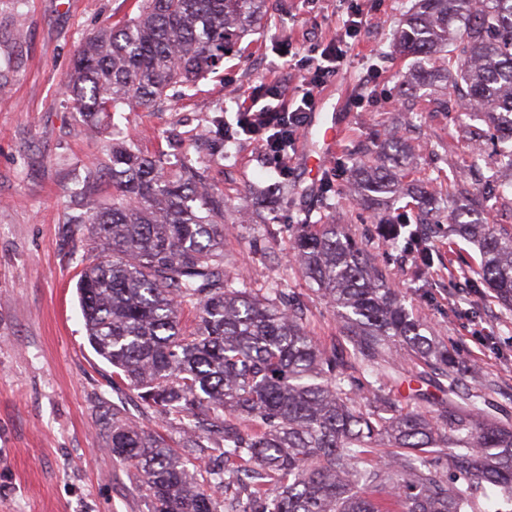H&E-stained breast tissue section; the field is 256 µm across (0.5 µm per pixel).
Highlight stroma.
Segmentation results:
<instances>
[{
	"instance_id": "1",
	"label": "stroma",
	"mask_w": 512,
	"mask_h": 512,
	"mask_svg": "<svg viewBox=\"0 0 512 512\" xmlns=\"http://www.w3.org/2000/svg\"><path fill=\"white\" fill-rule=\"evenodd\" d=\"M276 8L239 43L217 73L176 96L161 112L133 109L120 126L142 153L167 149L223 120L232 159L212 177L228 204L250 199L251 217L232 215L224 239L226 268L252 288L274 283L306 313V327L324 348L342 340L335 309L301 272L290 251L297 224H340L366 242L408 312L471 372L469 389L489 385L496 417L512 424V310L489 288L465 281L451 252L476 246L448 224L433 242V266L414 275L412 247L388 246L372 211L354 199L352 162L360 148L391 129H405L397 74L412 67L394 53L393 33L411 0H361L366 29L347 66L319 95V123L303 127L293 145L276 212L259 198L277 176L257 144L239 134L236 111L260 84L288 72L286 50L306 55L323 45L351 0H274ZM138 11V0H0V512H150L136 468L113 457L108 429L119 418L161 433L178 446L177 421L143 405L135 390L115 385L111 365L96 354L76 293L84 253L73 223L71 190L91 164L104 162L109 133H88L63 98V80L80 43ZM378 78L361 87L367 71ZM439 90L412 97L420 127L406 131L411 148L408 187H447L452 174L469 192L512 181L492 145L463 137ZM345 123L331 157H324L320 124Z\"/></svg>"
}]
</instances>
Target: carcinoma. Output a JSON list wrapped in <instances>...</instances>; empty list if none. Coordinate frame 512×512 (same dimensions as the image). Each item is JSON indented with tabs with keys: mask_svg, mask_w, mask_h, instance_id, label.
Listing matches in <instances>:
<instances>
[{
	"mask_svg": "<svg viewBox=\"0 0 512 512\" xmlns=\"http://www.w3.org/2000/svg\"><path fill=\"white\" fill-rule=\"evenodd\" d=\"M140 13L86 38L64 80L67 108L90 129L112 127L105 163L88 172L112 187L98 202L75 195L90 226L77 282L88 340L148 407L181 424L179 452L159 434L112 420V455L141 473L151 512H482L484 484L512 501V425L487 394L463 389L459 362L411 318L368 245L340 224H301L291 252L336 308L350 348H320L282 288L258 292L224 264L227 204L209 171L224 165V136L197 138L207 153L133 148L111 119L130 107L161 111L185 93L268 10L269 0H142ZM399 52L449 69L401 85L452 79L469 112L500 133L512 167V0H414L395 36ZM390 168L352 165L363 202L404 191L406 146L386 143ZM448 223L474 242L480 283L512 304V235L461 205ZM415 266L433 263L428 237L409 232ZM193 315L194 327L183 323ZM412 352L442 378L448 408L427 417L382 390L392 352ZM221 465L193 481L208 445Z\"/></svg>",
	"mask_w": 512,
	"mask_h": 512,
	"instance_id": "obj_1",
	"label": "carcinoma"
}]
</instances>
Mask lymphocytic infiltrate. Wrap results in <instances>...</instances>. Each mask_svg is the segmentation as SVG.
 <instances>
[{"label":"lymphocytic infiltrate","mask_w":512,"mask_h":512,"mask_svg":"<svg viewBox=\"0 0 512 512\" xmlns=\"http://www.w3.org/2000/svg\"><path fill=\"white\" fill-rule=\"evenodd\" d=\"M364 28L361 8L351 7L340 21L335 38L320 53L296 60L293 70L299 78L295 84L274 80L242 103L237 113L238 127L253 138L280 177L288 175L290 150L314 110L320 90L343 70L353 42Z\"/></svg>","instance_id":"lymphocytic-infiltrate-1"}]
</instances>
